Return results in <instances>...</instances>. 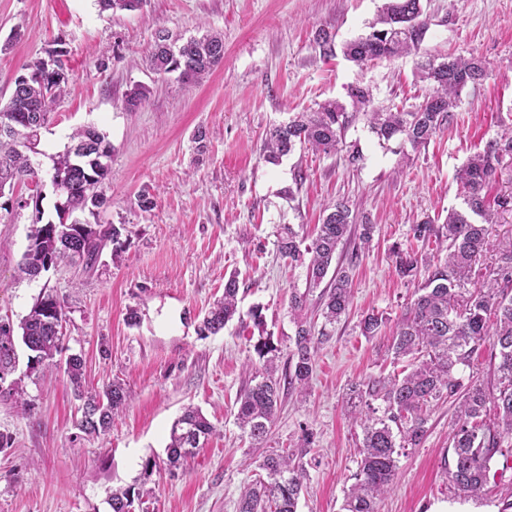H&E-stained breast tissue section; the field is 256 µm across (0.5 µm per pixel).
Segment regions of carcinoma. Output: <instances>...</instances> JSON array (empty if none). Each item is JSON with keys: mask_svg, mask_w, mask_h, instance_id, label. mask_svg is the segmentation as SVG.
I'll return each instance as SVG.
<instances>
[{"mask_svg": "<svg viewBox=\"0 0 512 512\" xmlns=\"http://www.w3.org/2000/svg\"><path fill=\"white\" fill-rule=\"evenodd\" d=\"M145 0H98L102 11H135ZM429 29L422 0H387L370 31L342 45L343 55L357 64L418 53ZM164 30L155 34L148 55L149 68L158 75L178 74L185 83L207 76L224 59V35L208 31L190 37L168 50ZM315 44L321 55L335 53V35L318 30ZM420 78L432 85V93L412 111H393L372 107L369 87L348 88L353 112L337 101L321 104L315 112H299L273 126L264 140L265 158L276 163L296 148L330 155L343 147V134L357 115H363L378 139L402 137L418 149L446 128L451 112L458 106L462 91L479 84L487 75L485 62L478 58L447 56L437 60L427 55L419 68ZM68 77L51 76L21 81L13 111L29 141L18 144L15 135L0 132V195L5 187L18 182H40V168L33 157L40 153L41 132L49 123L58 98L66 92ZM74 144L52 158L51 178L59 187L62 202L71 211L95 214L93 198L103 195L100 185L109 166H98L76 159V150L87 143L112 148L105 133L89 123L72 135ZM512 156V130L487 142L457 170L456 179L463 193V207L448 211L445 224L437 226L423 220L412 226V239L423 244L430 240L446 243L447 256L432 262L418 257L412 249L395 248L398 272L413 277L419 264L428 267V276L415 291V298L396 323L391 351L396 361L407 360L400 373L362 382L352 387L348 400L353 419L362 427V457L353 475L354 482L344 490L342 512H377V500L387 492L398 470L399 449L415 448L428 432L432 411L444 398H455L457 407L448 434L451 460L448 479L463 498L479 495L488 483L494 456L501 452L503 439L512 434V243L491 272V279L473 290L465 288L473 265L487 245L495 226L504 215L512 214V191L487 202L486 191L496 181L503 159ZM326 215L316 235L307 245L298 239L292 227L283 229L277 241L280 254L293 263L307 265L308 288L324 286L320 296L321 316L334 324L346 314L352 300L349 267L356 264L362 246L368 244L375 225L357 222L349 202L341 200L325 208ZM36 234L27 246L19 265L28 279H36L39 265L81 262L93 266L108 243H120L123 226L98 235H82L75 226L62 231L63 225L33 221ZM358 236L359 245L348 266H332L339 246ZM238 280L229 275L224 296L203 317L200 335L216 334L239 313ZM309 292H294L289 308L295 315L294 347L289 352L293 369L288 385L307 389L313 374L314 353L325 332L303 321ZM63 316V302L52 293L40 295L20 322L21 344L28 351L27 372L45 371L57 365L62 353L55 321ZM0 324V383L16 367L17 347L14 334ZM490 343L498 376L496 391L490 393L475 380L462 385L456 378L458 366L466 364L484 343ZM263 360L240 395L236 421L252 444L259 446L267 438L278 403L281 379L276 376L279 348L269 336L253 345ZM84 362L75 354L65 360V372L75 397L82 401V414L74 427L86 435H106L118 411L128 402L121 384L113 382L102 391L91 393L82 385ZM379 400L377 409L371 401ZM214 430L213 424L198 409L188 406L174 422L166 447L168 469L180 468L200 440ZM311 436L295 450H272L262 457L259 469L265 472L244 486L237 512H297L304 489L306 469L300 458L310 447ZM140 490L128 487L111 494L112 512H136Z\"/></svg>", "mask_w": 512, "mask_h": 512, "instance_id": "1", "label": "carcinoma"}]
</instances>
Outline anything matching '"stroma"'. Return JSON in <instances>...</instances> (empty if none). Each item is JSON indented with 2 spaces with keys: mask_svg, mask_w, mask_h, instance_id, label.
I'll use <instances>...</instances> for the list:
<instances>
[{
  "mask_svg": "<svg viewBox=\"0 0 512 512\" xmlns=\"http://www.w3.org/2000/svg\"><path fill=\"white\" fill-rule=\"evenodd\" d=\"M383 4L145 0L140 10L112 14L96 0H0V42L13 28L25 33L0 53V95L56 49L66 51L70 74V89L41 134L40 194L17 183L26 206L0 210V320L19 323L41 291H53L64 301L62 345L83 357L87 386L118 381L130 394L110 433L87 437L73 426L80 402L63 367L30 375L18 365L30 411L20 414L12 399L0 397V434L9 439L0 450V512H111L108 495L130 485L147 491V512H236L263 450L251 447L235 420L237 399L260 366L253 345L260 332L271 333L278 370L288 371L295 332L289 297L307 293L313 311L321 294L307 289L305 267L279 255L277 233L289 225L310 240L324 206L345 199L376 226L351 271L353 305L326 326L308 390H282L266 443L294 448L311 436L298 512H340L362 451L348 391L400 372L392 331L425 280L399 277L392 247L445 259L437 243H414L411 226L428 217L443 224L449 209L461 207L457 169L512 129V0H423V50L475 56L489 67L481 84L462 92L448 128L415 150L398 137L380 141L359 118L343 140L362 154L358 166H348L342 152L307 149L267 162L263 143L273 125L327 100L348 104L350 85L370 86L374 106L406 111L428 95L419 56L359 66L339 53L322 56L315 45L322 28L340 44L366 33ZM160 28L183 37L203 28L223 33V63L198 83L156 75L145 58ZM139 85L148 87L147 99L127 110L125 96ZM89 122L112 144L108 204L76 219L123 225V245L106 246L90 270L61 263L37 279L21 277L35 215L54 224L74 219L56 209L50 157ZM200 128L208 133L202 150L193 140ZM145 192L154 199L148 209L138 205ZM233 273L239 318L218 334L199 335V320ZM256 306L265 317L261 328L249 316ZM369 313L385 317L370 337L359 326ZM190 405L214 425L212 435L181 468L145 472L146 459H164L171 427ZM454 413L453 401L441 402L422 444L402 449L378 512H499L512 500V468L504 469L500 455L492 460L499 477L478 497L462 499L450 484L445 463Z\"/></svg>",
  "mask_w": 512,
  "mask_h": 512,
  "instance_id": "35a3bbf8",
  "label": "stroma"
}]
</instances>
